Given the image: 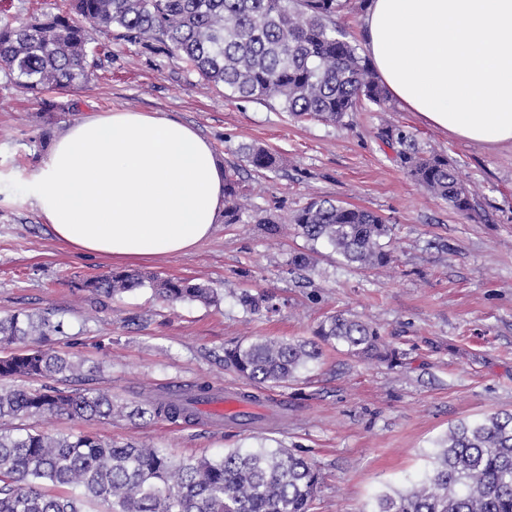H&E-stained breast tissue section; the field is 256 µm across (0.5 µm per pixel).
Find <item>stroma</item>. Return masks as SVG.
<instances>
[{
	"instance_id": "stroma-1",
	"label": "stroma",
	"mask_w": 512,
	"mask_h": 512,
	"mask_svg": "<svg viewBox=\"0 0 512 512\" xmlns=\"http://www.w3.org/2000/svg\"><path fill=\"white\" fill-rule=\"evenodd\" d=\"M101 42L100 67L87 88L64 96L66 111H45L41 99L0 81V317L53 315L63 330L50 348L94 368L80 388L109 391L124 403L204 380L223 391L249 389L219 363L226 348L258 337L311 338L339 310L377 327L402 352V363L391 368L325 349L299 381L259 388L272 420L259 429L40 417H5L0 429L90 432L117 445L163 448L181 460L284 446L302 451L321 473L310 512H372L377 495L406 490L430 471L435 443L450 425L512 411L511 144L461 141L396 103L385 112L366 106L342 126L297 121L274 101L225 98L181 63L124 39ZM115 109L174 117L207 139L225 168L239 167L250 217L217 222L189 253L134 264L216 288L218 305H172L147 288L113 299L81 290L82 279L124 270V263L74 252L32 207L28 178L48 142L80 116ZM391 123L421 147L448 154L476 191L470 213L407 176L379 135ZM244 145L269 149L277 168L243 165ZM314 197L382 216L393 228L391 267L344 266L328 245L270 234L254 220L290 215ZM307 249L314 268L303 277L288 259ZM247 291L272 294L276 310H246L239 297Z\"/></svg>"
}]
</instances>
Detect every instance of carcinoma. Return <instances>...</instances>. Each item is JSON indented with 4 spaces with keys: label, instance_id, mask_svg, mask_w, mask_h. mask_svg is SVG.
Returning a JSON list of instances; mask_svg holds the SVG:
<instances>
[{
    "label": "carcinoma",
    "instance_id": "cac0c4a2",
    "mask_svg": "<svg viewBox=\"0 0 512 512\" xmlns=\"http://www.w3.org/2000/svg\"><path fill=\"white\" fill-rule=\"evenodd\" d=\"M342 8V0H70L62 13L25 20L0 16V76L34 96L81 88L99 66L95 35L117 29L142 49L179 60L200 82L222 87L228 96L272 100L293 118L341 124L364 105L384 109L390 102L387 87L336 22ZM381 137L400 146L401 166L433 197L459 212L473 209L471 191L448 155L421 148L398 126L383 128ZM240 152L257 170L276 167L263 147ZM246 191L237 173H224V223H242ZM258 223L272 234L291 225L359 269L393 261L386 241L391 228L367 209L313 199L288 219L270 213ZM80 287L106 298L148 287L171 304L219 301L214 289L192 279L138 271H112ZM240 302L254 313L275 310L264 292H244ZM61 328L48 315L0 317V344H22L0 356V381L83 378L85 361L27 345ZM315 335L350 356L398 364L397 348L357 316L330 314ZM321 355L319 343L264 337L225 350L224 363L255 386H283L297 381ZM213 396L208 381L178 395L120 404L92 389L0 385V418L164 417L194 423L195 406ZM320 480L309 458L282 446L176 460L164 448L117 446L90 433L0 431V512H88L86 505L97 501L109 503L111 512H310ZM45 484L68 487L71 494L49 495ZM373 512H512V412L448 427L432 470L405 494L380 495Z\"/></svg>",
    "mask_w": 512,
    "mask_h": 512
}]
</instances>
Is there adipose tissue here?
Listing matches in <instances>:
<instances>
[{"label":"adipose tissue","instance_id":"adipose-tissue-1","mask_svg":"<svg viewBox=\"0 0 512 512\" xmlns=\"http://www.w3.org/2000/svg\"><path fill=\"white\" fill-rule=\"evenodd\" d=\"M365 51L402 107L463 141L512 144V0H369ZM30 201L56 239L141 261L188 252L224 212V166L191 126L96 112L55 137Z\"/></svg>","mask_w":512,"mask_h":512}]
</instances>
